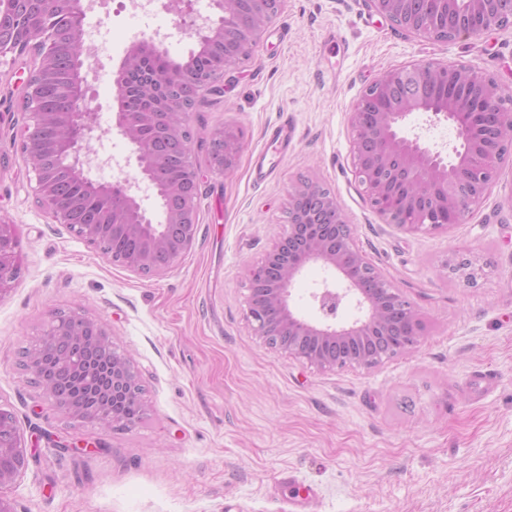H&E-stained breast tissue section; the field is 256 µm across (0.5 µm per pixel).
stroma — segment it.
<instances>
[{
    "label": "stroma",
    "mask_w": 512,
    "mask_h": 512,
    "mask_svg": "<svg viewBox=\"0 0 512 512\" xmlns=\"http://www.w3.org/2000/svg\"><path fill=\"white\" fill-rule=\"evenodd\" d=\"M112 44L83 71L100 108L99 145L132 173L111 127L115 76L141 26L120 0L87 16ZM413 62L476 64L512 93V25L453 42L419 36L364 0H284L254 56L204 93L190 117L204 169L191 249L159 277L108 262L37 201L20 155L22 75L0 57V219L14 224L21 274L0 299V406L34 450L10 492L16 512H512V157L466 223L399 231L354 178L348 112L384 72ZM287 146L268 145L282 116ZM244 132L233 174L206 172L218 126ZM271 173L255 184L260 156ZM312 177L334 193L369 261L417 307L418 350L377 367L322 371L270 349L246 320L247 268L286 225L288 191ZM479 268L446 274L448 255ZM103 319L135 360L145 412L129 430L72 420L21 364L50 314ZM77 433L101 453L56 448Z\"/></svg>",
    "instance_id": "1"
}]
</instances>
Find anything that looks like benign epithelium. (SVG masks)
I'll use <instances>...</instances> for the list:
<instances>
[{
    "label": "benign epithelium",
    "mask_w": 512,
    "mask_h": 512,
    "mask_svg": "<svg viewBox=\"0 0 512 512\" xmlns=\"http://www.w3.org/2000/svg\"><path fill=\"white\" fill-rule=\"evenodd\" d=\"M284 0H214L220 10L218 23L206 27L208 39L224 43L228 60L224 71L238 69L250 59L267 26L281 10ZM454 20L451 34L421 24L411 9L412 0H365L374 13L420 36L455 41L477 38L502 26V18L490 9V0H432ZM168 54L164 40L137 38L129 44L118 71L124 79L131 62L145 55ZM37 73L27 70L23 99L28 101L31 122L21 131L27 146L24 161L37 182L41 204L59 222L63 207L42 165L33 158L37 135L53 126L59 143L69 147L85 177L92 175L91 143L101 130L99 108L90 107L87 79L73 111L48 113L35 102ZM436 81L448 93L438 97L423 91ZM218 77L200 75L186 66H175L157 84L177 94L170 112L135 111L121 107L112 116V127L131 146L136 168L132 174L108 182L119 191L114 202L116 224L112 236L135 243L127 253H108L106 259L131 272L161 276L188 251L194 242L198 213L196 198L199 170L190 160V142L184 135L189 123L188 103L202 90L220 91ZM472 90L460 99L455 87ZM508 99L494 78L473 64L413 63L391 69L365 89L351 106L353 132L352 168L364 199L381 216L405 233H434L464 224L493 187L504 160L512 154V138L504 129L512 119L499 112ZM431 115L432 122L445 121L455 141L448 153L426 144L421 135L407 131L415 113ZM153 126L157 142H144L135 135L141 126ZM244 147L243 131L233 125L217 127L208 143V169L229 175ZM185 160L186 176L177 182L157 185L155 170L167 157ZM150 186L157 199L160 220L138 196L141 184ZM287 225L271 250L247 269L250 294L246 318L262 342L318 369L376 367L384 361L418 348L424 324L414 303L388 282L367 259L356 240L352 224L335 195L318 180L301 178L288 200ZM68 228L92 245H100L99 225L70 224ZM318 265L331 279L311 293L314 316L300 313L293 304V290L305 269ZM21 270L15 225L0 219V299L14 288ZM353 305L350 320L338 317L340 308ZM107 345L112 337L105 323L80 313H53L43 338L37 343L29 365L44 394L56 408L77 421H93L105 429L135 427L141 416H123L113 400L126 396L141 400L140 374L132 359L112 349L111 381L97 390L95 406L73 395L63 402L56 377L42 371L43 352L50 346L72 342L90 327ZM28 465L27 446L14 414L0 407V512H15L8 492Z\"/></svg>",
    "instance_id": "7a95c632"
}]
</instances>
